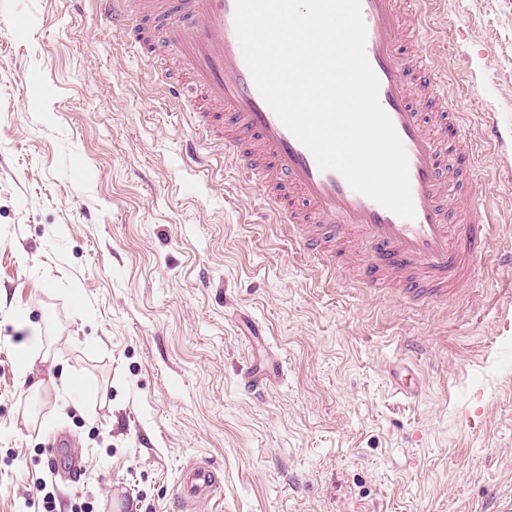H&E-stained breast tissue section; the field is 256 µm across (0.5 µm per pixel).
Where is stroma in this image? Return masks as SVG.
Here are the masks:
<instances>
[{
	"label": "stroma",
	"instance_id": "obj_1",
	"mask_svg": "<svg viewBox=\"0 0 512 512\" xmlns=\"http://www.w3.org/2000/svg\"><path fill=\"white\" fill-rule=\"evenodd\" d=\"M13 10L37 25L0 12V512H38L47 475L55 512H184L194 462L219 478L194 512H490L512 498L499 156L472 173L498 226L456 296L417 308L329 286L250 223L260 201L237 173L190 163L188 128L91 0ZM422 48L473 134L487 112L512 130V0H438ZM245 314L266 341H247ZM26 349L40 360L24 379ZM272 358L282 379L242 394L239 372ZM403 360L418 399L392 388Z\"/></svg>",
	"mask_w": 512,
	"mask_h": 512
}]
</instances>
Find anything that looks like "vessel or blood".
<instances>
[{
	"mask_svg": "<svg viewBox=\"0 0 512 512\" xmlns=\"http://www.w3.org/2000/svg\"><path fill=\"white\" fill-rule=\"evenodd\" d=\"M112 31L138 56L165 51L171 63L157 81L190 130L186 154L200 166V141L215 144L222 164L243 175L245 190L263 201V223L277 225L330 282L355 288L396 287L421 305L456 294L469 279L491 230L445 203L449 179L467 184L485 146L512 153L486 115V138L468 135L444 91L446 79L423 53L408 52L401 0H361L366 53L379 78V98L409 160L416 217L405 220L355 192L335 171L320 170L312 154L281 123L257 91L234 24L235 0H94ZM457 149L447 161L445 145ZM351 237L369 255L352 270L336 259V242ZM266 369L248 368L239 379L251 398L266 394ZM400 395L419 394L416 368L392 370ZM218 484L209 465L193 468L188 497L207 496Z\"/></svg>",
	"mask_w": 512,
	"mask_h": 512,
	"instance_id": "b4317fda",
	"label": "vessel or blood"
}]
</instances>
